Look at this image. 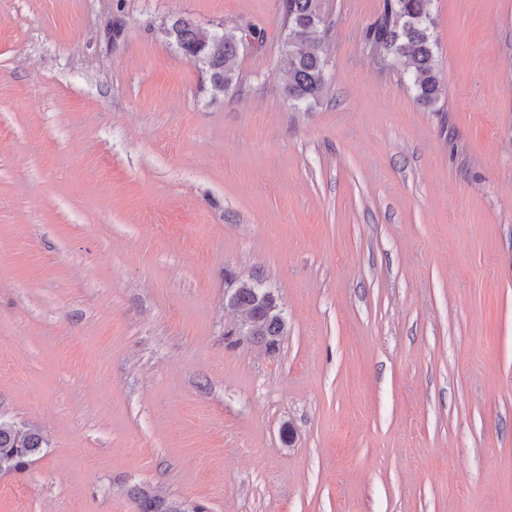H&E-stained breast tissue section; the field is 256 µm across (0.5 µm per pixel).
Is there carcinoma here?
I'll return each mask as SVG.
<instances>
[{"label":"carcinoma","instance_id":"obj_1","mask_svg":"<svg viewBox=\"0 0 512 512\" xmlns=\"http://www.w3.org/2000/svg\"><path fill=\"white\" fill-rule=\"evenodd\" d=\"M431 0H384L383 13L364 34V45L383 58L400 60L410 68L409 82L416 102L435 106L441 84L432 38ZM283 47L288 59L282 93L296 108L309 110L326 91L327 12L325 0H284ZM166 35L179 52L206 73L217 94L233 90L238 83V59L247 39L232 33L205 29L188 19L175 20ZM227 306L245 315V332L269 349L278 347L288 332V323L275 294L257 279L241 281ZM46 440L37 428L22 430L0 417V471H23ZM138 512H203L195 506L170 501L149 488L133 492Z\"/></svg>","mask_w":512,"mask_h":512}]
</instances>
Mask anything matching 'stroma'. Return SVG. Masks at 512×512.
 Masks as SVG:
<instances>
[{
    "instance_id": "stroma-1",
    "label": "stroma",
    "mask_w": 512,
    "mask_h": 512,
    "mask_svg": "<svg viewBox=\"0 0 512 512\" xmlns=\"http://www.w3.org/2000/svg\"><path fill=\"white\" fill-rule=\"evenodd\" d=\"M326 5L304 112L283 0H0V512H512V0H433L432 109ZM180 17L262 34L234 90ZM228 307L245 315V332L268 349H276L288 332V323L275 294L258 279L240 281L227 301ZM46 440L37 428L21 430L13 421L0 417V471H23L37 456ZM133 496L138 512H203L201 507H185L183 503L170 501L149 488H137Z\"/></svg>"
}]
</instances>
